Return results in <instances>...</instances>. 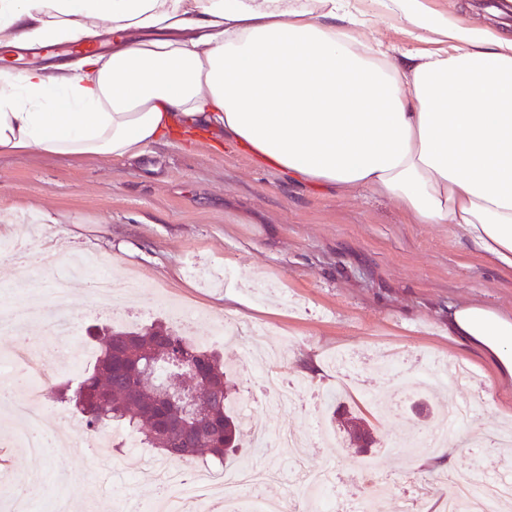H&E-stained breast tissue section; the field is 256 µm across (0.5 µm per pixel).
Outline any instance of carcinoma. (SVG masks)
Instances as JSON below:
<instances>
[{
    "instance_id": "cac0c4a2",
    "label": "carcinoma",
    "mask_w": 512,
    "mask_h": 512,
    "mask_svg": "<svg viewBox=\"0 0 512 512\" xmlns=\"http://www.w3.org/2000/svg\"><path fill=\"white\" fill-rule=\"evenodd\" d=\"M96 341L93 370L72 392L61 391L60 399L81 408L90 430L115 425L136 431L168 459L194 461L211 456L219 460L236 453L246 437L243 418L230 409L233 386L224 380V365L219 356L204 350L178 331L162 323L146 330H112L97 325L87 329ZM150 352L184 365L179 376L189 390L201 391L209 398L207 423L210 437L180 450L169 436L177 420L178 406L157 397L141 380L143 362L139 354ZM353 437L365 445L375 443L372 428L362 416H352Z\"/></svg>"
}]
</instances>
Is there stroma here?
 Returning a JSON list of instances; mask_svg holds the SVG:
<instances>
[{
  "instance_id": "obj_1",
  "label": "stroma",
  "mask_w": 512,
  "mask_h": 512,
  "mask_svg": "<svg viewBox=\"0 0 512 512\" xmlns=\"http://www.w3.org/2000/svg\"><path fill=\"white\" fill-rule=\"evenodd\" d=\"M431 0L465 25L512 32V15L496 12V0ZM47 213L59 223L63 250L96 258L109 275L132 277L143 288L139 311L127 316L85 300L73 291L68 302L78 329L90 325L143 328L166 321L156 296L201 308L195 336L208 335L212 321L248 329L236 344L209 343L232 366L238 396L258 390L252 360L255 344L279 349L278 371L299 385V401L285 411L264 402L255 417L270 428L287 426L308 440L302 463L335 471L339 512L360 500L372 512H399L417 497L419 512H442L438 479L482 481L506 478L512 447L475 445L489 426L512 430V381L497 380L482 354L448 333V308L478 304L512 314V273L494 269L472 252L447 224H413L396 202L365 191L340 192L297 183L287 174L259 166L233 142L205 134L193 144L163 140L132 158L48 156L32 150L0 154V211ZM345 357L357 384L340 393L347 410L376 418V442L367 451L315 441L316 425L336 431L332 414L316 420L311 402L335 389L337 357ZM93 358L74 369L46 361L47 412L41 429L57 428L79 439L70 427L75 410L57 398L76 386ZM466 367L470 384L456 393L472 414L448 426L422 389L437 369ZM447 426L454 455L437 452L422 463V449L403 444L411 429ZM17 422L0 408L5 463L0 466V512H10L5 495L18 477L41 492L33 512H50L62 498L72 512H120L126 499L149 500L146 471L161 454L140 436L116 439L113 474L93 459L79 470L62 469L61 447L41 454L20 451ZM370 466L390 490L376 494L355 478Z\"/></svg>"
}]
</instances>
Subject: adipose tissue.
<instances>
[{"label":"adipose tissue","instance_id":"obj_1","mask_svg":"<svg viewBox=\"0 0 512 512\" xmlns=\"http://www.w3.org/2000/svg\"><path fill=\"white\" fill-rule=\"evenodd\" d=\"M0 0V47L112 36L107 53L0 71V153L134 157L203 131L315 187L395 200L512 273V33L427 0ZM398 18L429 51L365 42ZM512 379V316L448 309Z\"/></svg>","mask_w":512,"mask_h":512}]
</instances>
